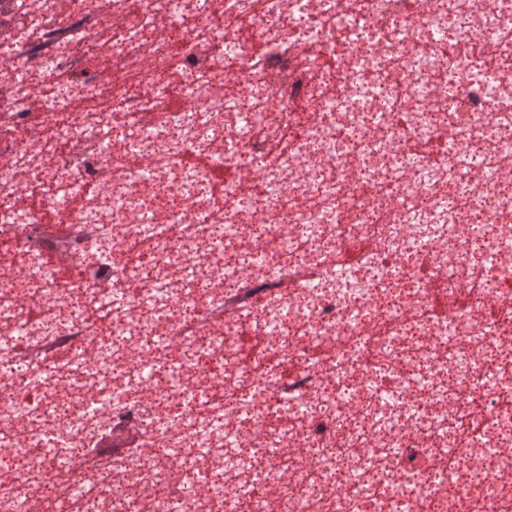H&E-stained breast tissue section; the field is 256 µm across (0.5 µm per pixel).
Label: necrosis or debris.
Listing matches in <instances>:
<instances>
[{
  "mask_svg": "<svg viewBox=\"0 0 512 512\" xmlns=\"http://www.w3.org/2000/svg\"><path fill=\"white\" fill-rule=\"evenodd\" d=\"M0 512H512V0H0Z\"/></svg>",
  "mask_w": 512,
  "mask_h": 512,
  "instance_id": "4bbe7bcc",
  "label": "necrosis or debris"
}]
</instances>
